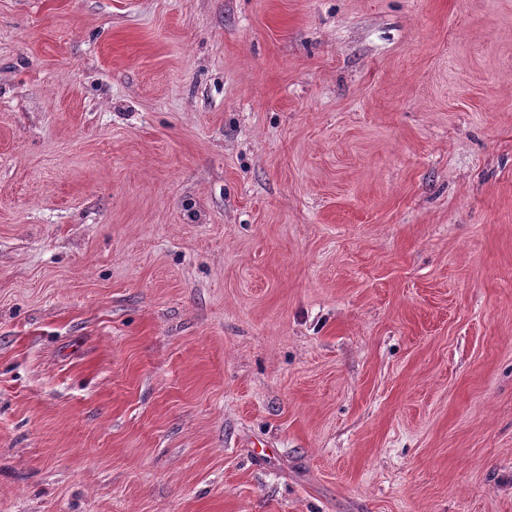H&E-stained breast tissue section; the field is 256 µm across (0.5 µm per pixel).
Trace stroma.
I'll return each mask as SVG.
<instances>
[{
	"mask_svg": "<svg viewBox=\"0 0 512 512\" xmlns=\"http://www.w3.org/2000/svg\"><path fill=\"white\" fill-rule=\"evenodd\" d=\"M0 512H512V0H0Z\"/></svg>",
	"mask_w": 512,
	"mask_h": 512,
	"instance_id": "stroma-1",
	"label": "stroma"
}]
</instances>
